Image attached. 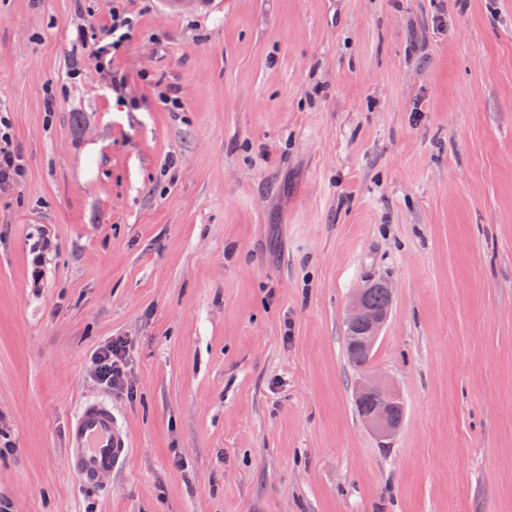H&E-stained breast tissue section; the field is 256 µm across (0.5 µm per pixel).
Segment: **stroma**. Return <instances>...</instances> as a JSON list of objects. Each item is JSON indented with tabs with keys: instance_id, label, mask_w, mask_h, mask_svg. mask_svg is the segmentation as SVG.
<instances>
[{
	"instance_id": "35a3bbf8",
	"label": "stroma",
	"mask_w": 512,
	"mask_h": 512,
	"mask_svg": "<svg viewBox=\"0 0 512 512\" xmlns=\"http://www.w3.org/2000/svg\"><path fill=\"white\" fill-rule=\"evenodd\" d=\"M0 131L9 512H512V0H0ZM378 278L387 441L344 339ZM88 398L132 442L94 487ZM127 19V17L121 16L120 14L112 16V26L107 30L106 34L107 37H112V42L105 44L99 42L94 48L95 53L101 56L108 55L111 49H114L125 40L128 32H122V30L129 27ZM18 154L14 150L11 138L6 133L0 134V183L9 182L12 171L18 169ZM3 162V165H2ZM53 251L52 241L48 235H42L34 242L33 247L31 248V266L33 267L32 278L34 283L38 281L41 267L46 264L47 259L50 258ZM126 352V345L121 339H112V343L91 356V366L101 384L113 390L124 388ZM355 399L360 404L370 402L364 409L357 403L359 417L378 438L391 439L399 431L401 421L391 417L394 407V417L404 414V408L400 405V399L396 390L386 380L370 374H364L355 389ZM67 445L68 470L84 485H94L121 468L132 448L112 402L105 399L78 406L68 425Z\"/></svg>"
}]
</instances>
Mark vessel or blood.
I'll return each mask as SVG.
<instances>
[{"label":"vessel or blood","mask_w":512,"mask_h":512,"mask_svg":"<svg viewBox=\"0 0 512 512\" xmlns=\"http://www.w3.org/2000/svg\"><path fill=\"white\" fill-rule=\"evenodd\" d=\"M67 467L81 483L96 484L122 467L131 444L110 401L81 403L68 425Z\"/></svg>","instance_id":"obj_1"}]
</instances>
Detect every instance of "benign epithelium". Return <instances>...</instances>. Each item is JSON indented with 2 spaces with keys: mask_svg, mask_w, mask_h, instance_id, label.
Wrapping results in <instances>:
<instances>
[{
  "mask_svg": "<svg viewBox=\"0 0 512 512\" xmlns=\"http://www.w3.org/2000/svg\"><path fill=\"white\" fill-rule=\"evenodd\" d=\"M370 285L359 289L352 297L345 323L348 327H365V334L359 346L369 352L379 340L381 331L387 322L389 313L375 312L368 308L365 296ZM355 399L367 406L359 413L363 424L378 438L388 440L396 435L401 421L391 417L393 408L400 406L396 390L386 380L370 374L362 376L355 389Z\"/></svg>",
  "mask_w": 512,
  "mask_h": 512,
  "instance_id": "7a95c632",
  "label": "benign epithelium"
}]
</instances>
